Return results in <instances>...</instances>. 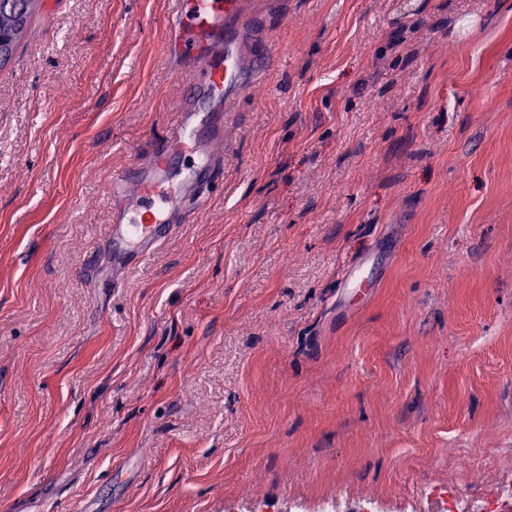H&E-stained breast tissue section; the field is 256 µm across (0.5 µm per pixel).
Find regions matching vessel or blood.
<instances>
[{
	"label": "vessel or blood",
	"instance_id": "b4317fda",
	"mask_svg": "<svg viewBox=\"0 0 512 512\" xmlns=\"http://www.w3.org/2000/svg\"><path fill=\"white\" fill-rule=\"evenodd\" d=\"M243 15L244 0H172L165 38L174 62H190V83L146 161L112 176L107 235L117 269L149 258L185 222L186 196L220 176L212 147L224 140L226 111L271 60L251 43L259 19Z\"/></svg>",
	"mask_w": 512,
	"mask_h": 512
}]
</instances>
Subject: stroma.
<instances>
[{
    "label": "stroma",
    "mask_w": 512,
    "mask_h": 512,
    "mask_svg": "<svg viewBox=\"0 0 512 512\" xmlns=\"http://www.w3.org/2000/svg\"><path fill=\"white\" fill-rule=\"evenodd\" d=\"M254 8L224 178L121 288L111 175L187 90L170 0H40L0 67V512L512 480V0Z\"/></svg>",
    "instance_id": "stroma-1"
}]
</instances>
